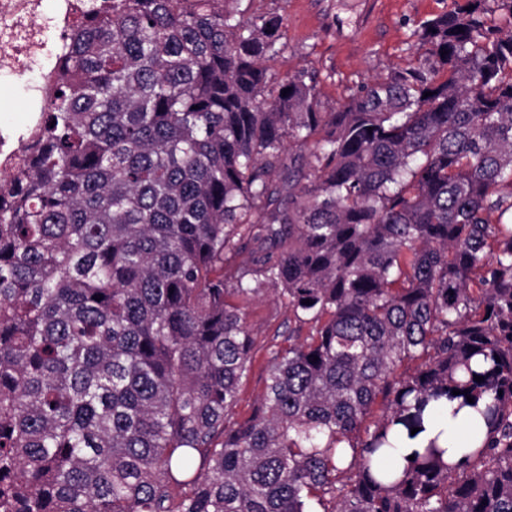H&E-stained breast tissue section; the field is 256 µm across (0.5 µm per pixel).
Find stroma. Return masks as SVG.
<instances>
[{"label": "stroma", "instance_id": "obj_1", "mask_svg": "<svg viewBox=\"0 0 512 512\" xmlns=\"http://www.w3.org/2000/svg\"><path fill=\"white\" fill-rule=\"evenodd\" d=\"M451 0H241L245 17L284 16L286 46L270 62L278 79L314 77L323 111L332 112L357 87L405 67L426 52L419 24L449 10ZM246 328L256 341L234 418L251 413L265 387L267 348L293 324L274 293L242 301Z\"/></svg>", "mask_w": 512, "mask_h": 512}]
</instances>
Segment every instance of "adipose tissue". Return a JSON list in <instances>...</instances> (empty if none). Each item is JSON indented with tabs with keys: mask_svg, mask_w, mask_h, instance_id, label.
Masks as SVG:
<instances>
[{
	"mask_svg": "<svg viewBox=\"0 0 512 512\" xmlns=\"http://www.w3.org/2000/svg\"><path fill=\"white\" fill-rule=\"evenodd\" d=\"M427 431L415 440H403V447H423L428 438L441 435L448 447L449 461H456L463 452L479 447L486 433L484 421L470 409H462L459 413L444 411L427 422Z\"/></svg>",
	"mask_w": 512,
	"mask_h": 512,
	"instance_id": "1",
	"label": "adipose tissue"
}]
</instances>
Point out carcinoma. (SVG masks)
Returning a JSON list of instances; mask_svg holds the SVG:
<instances>
[{
  "label": "carcinoma",
  "mask_w": 512,
  "mask_h": 512,
  "mask_svg": "<svg viewBox=\"0 0 512 512\" xmlns=\"http://www.w3.org/2000/svg\"><path fill=\"white\" fill-rule=\"evenodd\" d=\"M236 2L78 4L0 172V509L512 512V0L334 112ZM267 291L295 328L233 420ZM453 401L481 446L395 464Z\"/></svg>",
  "instance_id": "obj_1"
}]
</instances>
